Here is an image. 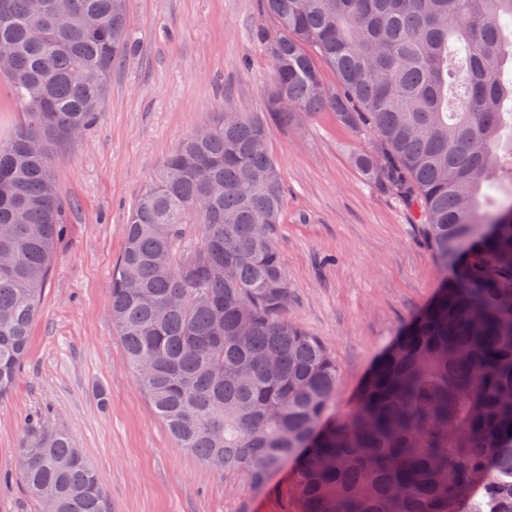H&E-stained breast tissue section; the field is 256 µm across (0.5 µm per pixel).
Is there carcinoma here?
Listing matches in <instances>:
<instances>
[{"label": "carcinoma", "instance_id": "carcinoma-1", "mask_svg": "<svg viewBox=\"0 0 512 512\" xmlns=\"http://www.w3.org/2000/svg\"><path fill=\"white\" fill-rule=\"evenodd\" d=\"M265 112H218L145 186L112 274V321L178 447L254 485L295 462L301 512H512V0H262ZM126 0H0V398L65 228L55 149L101 112ZM336 84L323 79L321 65ZM330 112L379 151L356 167L415 212L454 269L335 415L339 369L288 318L283 185L269 124ZM19 482L40 512H107L76 441L37 420ZM20 104L12 95L7 81H0V138L6 139L17 122Z\"/></svg>", "mask_w": 512, "mask_h": 512}]
</instances>
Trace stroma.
Wrapping results in <instances>:
<instances>
[{"label": "stroma", "instance_id": "35a3bbf8", "mask_svg": "<svg viewBox=\"0 0 512 512\" xmlns=\"http://www.w3.org/2000/svg\"><path fill=\"white\" fill-rule=\"evenodd\" d=\"M130 48L112 70L98 120L54 162L67 236L57 246L13 391L0 399V512H39L15 478L21 440L46 415L97 473L108 512H297L293 464L258 487L178 448L153 411L112 324L109 286L124 230L149 180L214 113L262 112L270 58L258 0H128ZM328 112L271 128L284 186L277 244L294 295L290 317L340 370L336 410L356 401L384 350L447 273L416 216L353 165L377 150Z\"/></svg>", "mask_w": 512, "mask_h": 512}]
</instances>
